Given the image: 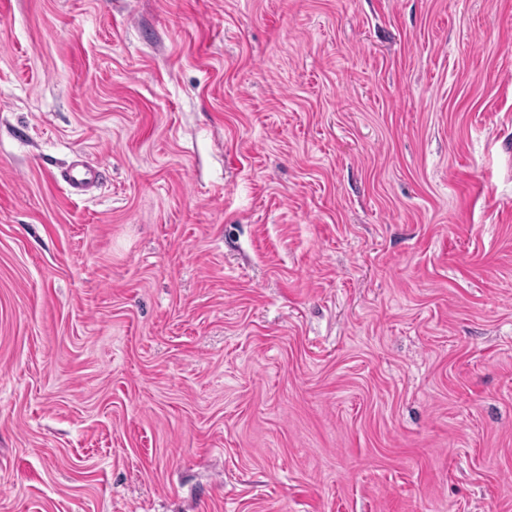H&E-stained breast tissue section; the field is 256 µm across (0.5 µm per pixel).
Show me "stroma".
<instances>
[{
  "label": "stroma",
  "mask_w": 512,
  "mask_h": 512,
  "mask_svg": "<svg viewBox=\"0 0 512 512\" xmlns=\"http://www.w3.org/2000/svg\"><path fill=\"white\" fill-rule=\"evenodd\" d=\"M0 512H512V0H0ZM98 169L81 158H77L59 174L58 182L66 187L71 195L83 196L97 187Z\"/></svg>",
  "instance_id": "stroma-1"
}]
</instances>
